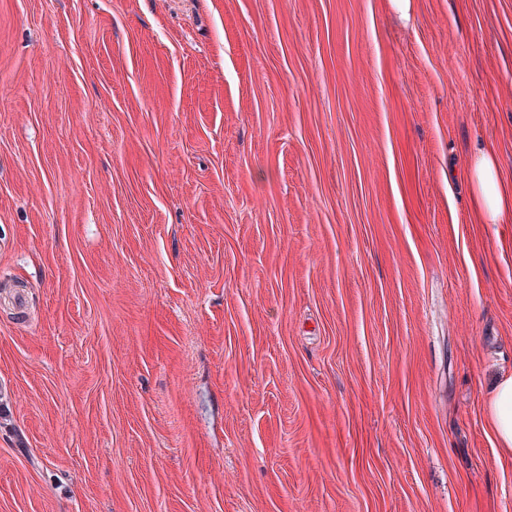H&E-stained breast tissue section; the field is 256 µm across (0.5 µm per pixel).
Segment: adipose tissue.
<instances>
[{
	"label": "adipose tissue",
	"instance_id": "1",
	"mask_svg": "<svg viewBox=\"0 0 512 512\" xmlns=\"http://www.w3.org/2000/svg\"><path fill=\"white\" fill-rule=\"evenodd\" d=\"M466 178L474 212L481 223H500L504 212L512 210L508 192L494 153L485 142H478L467 160ZM489 423L499 448L512 454V375L496 378L487 399Z\"/></svg>",
	"mask_w": 512,
	"mask_h": 512
}]
</instances>
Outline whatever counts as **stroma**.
<instances>
[{"mask_svg": "<svg viewBox=\"0 0 512 512\" xmlns=\"http://www.w3.org/2000/svg\"><path fill=\"white\" fill-rule=\"evenodd\" d=\"M512 0H0V512H512ZM466 178L474 212L482 224H500L510 210V194L498 169L494 153L483 141L467 160ZM487 395L489 423L499 448L512 454V375L496 378Z\"/></svg>", "mask_w": 512, "mask_h": 512, "instance_id": "1", "label": "stroma"}]
</instances>
